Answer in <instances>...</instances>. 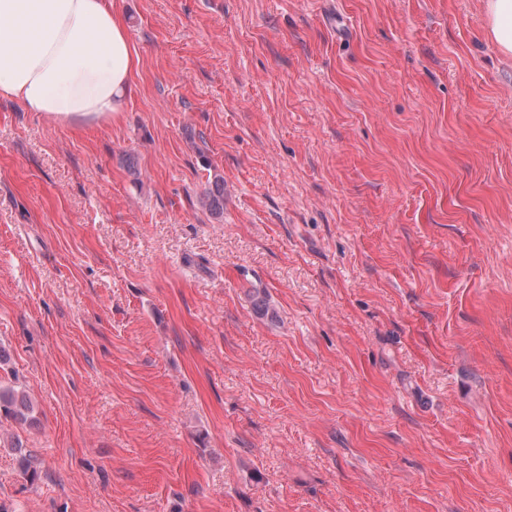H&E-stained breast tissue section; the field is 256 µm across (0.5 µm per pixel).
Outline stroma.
<instances>
[{"label": "stroma", "instance_id": "obj_1", "mask_svg": "<svg viewBox=\"0 0 512 512\" xmlns=\"http://www.w3.org/2000/svg\"><path fill=\"white\" fill-rule=\"evenodd\" d=\"M115 6L121 111L0 100V386L32 404L0 505L512 512V57L481 0ZM201 205L207 209L211 215H221L224 213V178L218 173H214L213 179L208 180Z\"/></svg>", "mask_w": 512, "mask_h": 512}]
</instances>
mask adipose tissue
I'll list each match as a JSON object with an SVG mask.
<instances>
[{"instance_id": "ef3b65f1", "label": "adipose tissue", "mask_w": 512, "mask_h": 512, "mask_svg": "<svg viewBox=\"0 0 512 512\" xmlns=\"http://www.w3.org/2000/svg\"><path fill=\"white\" fill-rule=\"evenodd\" d=\"M488 30L512 56V0H484ZM139 57L110 0H0V98L57 117L120 111Z\"/></svg>"}]
</instances>
